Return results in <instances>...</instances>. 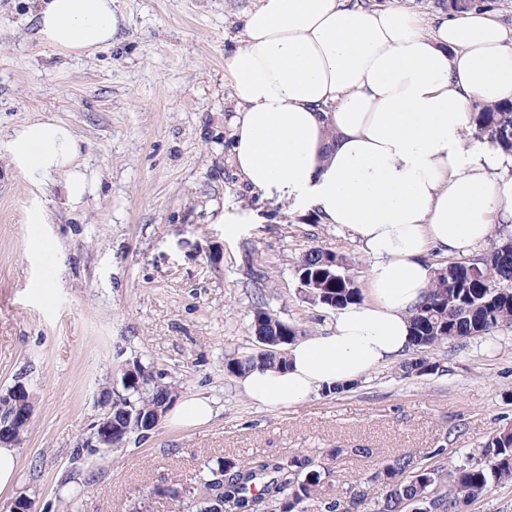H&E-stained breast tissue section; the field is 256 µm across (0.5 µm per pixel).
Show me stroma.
<instances>
[{
    "label": "stroma",
    "mask_w": 512,
    "mask_h": 512,
    "mask_svg": "<svg viewBox=\"0 0 512 512\" xmlns=\"http://www.w3.org/2000/svg\"><path fill=\"white\" fill-rule=\"evenodd\" d=\"M256 3L119 0L122 42L78 56L40 41L34 0H0V392L20 380L33 402L0 512L20 495L34 512H171L153 488H189L219 460L296 455L328 462L324 495L304 504L326 512V499L362 487L382 497L373 475L393 457L449 470L512 429V327L427 350L440 372L406 378L394 360L287 408L252 402L226 372L255 345L256 272L268 275L267 307L310 336L336 312L301 286L308 249L348 256L369 289L348 232L253 200L234 176L224 55ZM37 119L80 143L78 204L62 177L36 186L9 164L14 129ZM37 208L45 223H29ZM135 359L170 374L180 399L209 397L215 416L165 419L101 454L88 445L98 394Z\"/></svg>",
    "instance_id": "stroma-1"
}]
</instances>
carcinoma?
<instances>
[{"label":"carcinoma","instance_id":"obj_1","mask_svg":"<svg viewBox=\"0 0 512 512\" xmlns=\"http://www.w3.org/2000/svg\"><path fill=\"white\" fill-rule=\"evenodd\" d=\"M475 121L481 131L492 134L497 148L512 155V100L476 106ZM511 248L512 238H506L475 262L453 261L434 268L423 300L410 315L415 348L512 327V260L504 256ZM301 262V271L324 284L314 289L322 305L341 309L361 304L359 287L345 278L346 269L352 267L346 257L314 246ZM250 327L252 333L260 334L258 343L263 348L228 363L226 370L234 376L258 366L285 364L288 346L295 342L297 327L286 325L262 301L254 307ZM285 330L286 339L282 338ZM439 369L425 358H414L401 372L410 377ZM169 393L178 395L174 383L141 366L139 379L122 387V400L112 404L114 444L121 445L125 434L148 432L146 418L154 398ZM375 479L385 484L382 498L371 501L368 491L359 489L346 502L331 500L328 512H408L412 507L418 512H468L489 489L512 480V432L492 437L479 457L471 456L448 472L401 455L384 464ZM321 491L322 473L310 457L294 456L288 461L259 457L244 463L219 460L208 466L196 480L194 498L196 512H300L301 505Z\"/></svg>","mask_w":512,"mask_h":512}]
</instances>
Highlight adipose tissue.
<instances>
[{
  "label": "adipose tissue",
  "instance_id": "adipose-tissue-1",
  "mask_svg": "<svg viewBox=\"0 0 512 512\" xmlns=\"http://www.w3.org/2000/svg\"><path fill=\"white\" fill-rule=\"evenodd\" d=\"M125 22L117 0H40L37 34L78 54L113 46ZM224 77L240 183L346 229L371 260V303L289 347L285 368L238 377L253 402L286 407L404 356L433 277L426 254L480 246L512 223L503 158L465 143L472 102L512 98V32L481 8L425 23L377 0H258ZM9 153L30 183L60 175L68 201L85 195L66 125L26 123Z\"/></svg>",
  "mask_w": 512,
  "mask_h": 512
}]
</instances>
